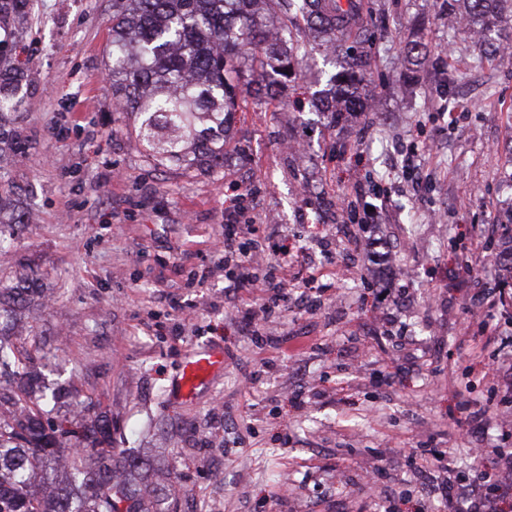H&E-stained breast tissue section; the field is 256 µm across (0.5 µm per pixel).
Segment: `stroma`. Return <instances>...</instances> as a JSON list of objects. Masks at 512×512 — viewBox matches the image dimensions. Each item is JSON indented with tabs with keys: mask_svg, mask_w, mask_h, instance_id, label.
I'll return each instance as SVG.
<instances>
[{
	"mask_svg": "<svg viewBox=\"0 0 512 512\" xmlns=\"http://www.w3.org/2000/svg\"><path fill=\"white\" fill-rule=\"evenodd\" d=\"M363 30L367 111L332 127L288 108L339 70L312 52L304 80L238 113L223 167L188 172L155 168L113 110L112 0H33L15 34L28 146L10 177L28 221L7 267L45 290L17 344L50 353V382L111 419L113 447L187 490L177 512H448L470 448H512V58L480 56L443 0H372ZM416 33L431 53L408 80ZM239 194L257 274L282 245L302 252L273 316L224 292ZM467 257L499 329L478 362ZM336 261L342 291L302 288ZM197 348L224 367L186 399Z\"/></svg>",
	"mask_w": 512,
	"mask_h": 512,
	"instance_id": "stroma-1",
	"label": "stroma"
}]
</instances>
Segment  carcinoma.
I'll list each match as a JSON object with an SVG mask.
<instances>
[{
  "instance_id": "1",
  "label": "carcinoma",
  "mask_w": 512,
  "mask_h": 512,
  "mask_svg": "<svg viewBox=\"0 0 512 512\" xmlns=\"http://www.w3.org/2000/svg\"><path fill=\"white\" fill-rule=\"evenodd\" d=\"M477 35L512 14V0H447ZM30 0H0V28L28 13ZM364 0H112L108 78L115 111L134 120L147 159L189 170L224 164V134L246 102L245 71L262 70L250 94L272 99L295 74L307 47L344 59L331 77L339 98L320 101L329 122L363 107L358 53ZM430 50L411 40L405 61L421 66ZM20 72L0 70V210L14 193L4 151L22 137ZM41 307L25 288L0 287V336ZM51 414L39 367L0 343V512H168L181 490L171 478L139 471V460L112 454L108 420L83 407Z\"/></svg>"
}]
</instances>
